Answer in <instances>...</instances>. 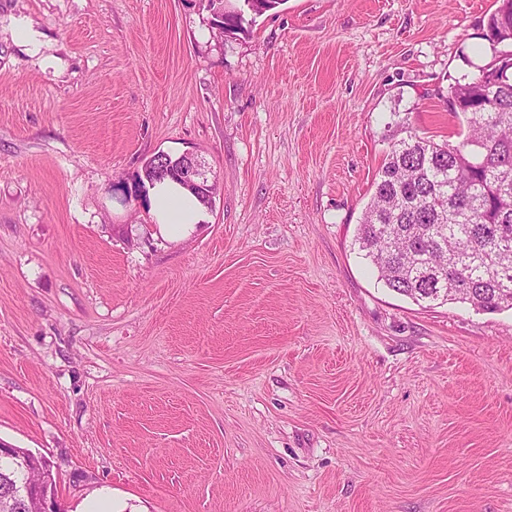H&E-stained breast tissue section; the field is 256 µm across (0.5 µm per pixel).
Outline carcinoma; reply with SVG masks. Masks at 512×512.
I'll use <instances>...</instances> for the list:
<instances>
[{
	"mask_svg": "<svg viewBox=\"0 0 512 512\" xmlns=\"http://www.w3.org/2000/svg\"><path fill=\"white\" fill-rule=\"evenodd\" d=\"M485 39L512 43V0H496ZM212 28L244 30L243 9L207 0ZM466 125L458 142L409 133L393 143L355 243L392 292L417 303L512 309V76L488 65L448 88ZM22 480L0 457V512H31L11 489Z\"/></svg>",
	"mask_w": 512,
	"mask_h": 512,
	"instance_id": "carcinoma-1",
	"label": "carcinoma"
}]
</instances>
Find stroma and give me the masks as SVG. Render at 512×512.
I'll use <instances>...</instances> for the list:
<instances>
[{"label": "stroma", "mask_w": 512, "mask_h": 512, "mask_svg": "<svg viewBox=\"0 0 512 512\" xmlns=\"http://www.w3.org/2000/svg\"><path fill=\"white\" fill-rule=\"evenodd\" d=\"M495 0H0V440L64 512H512V310L354 248L407 131L458 141ZM189 153L163 233L125 200ZM207 8L211 13V27L224 35V30L232 33L244 31L243 9L231 3V0H207ZM242 12V14H241ZM160 155L163 159L164 169L155 171V173L160 175L159 178L174 172L177 181L181 185L194 192L204 203H211L213 195L210 194L209 188L212 184H209L204 165H202L201 161L193 155L186 154L172 163L167 158L168 155ZM167 178L171 179L166 176L163 182L149 190L150 206L157 224L175 232L201 222L203 207L197 198Z\"/></svg>", "instance_id": "35a3bbf8"}]
</instances>
